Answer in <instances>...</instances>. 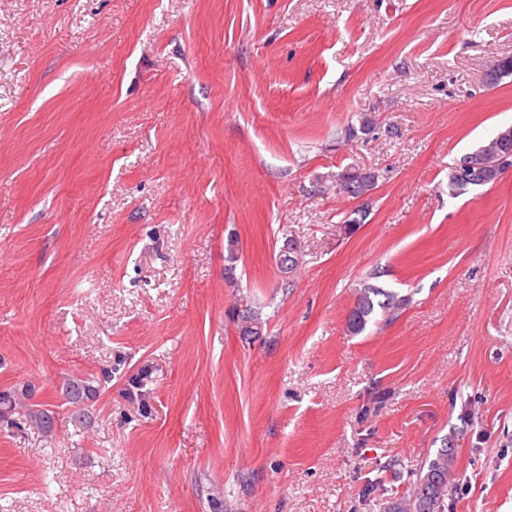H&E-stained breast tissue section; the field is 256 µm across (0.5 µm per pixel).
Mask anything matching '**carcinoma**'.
<instances>
[{"label": "carcinoma", "mask_w": 512, "mask_h": 512, "mask_svg": "<svg viewBox=\"0 0 512 512\" xmlns=\"http://www.w3.org/2000/svg\"><path fill=\"white\" fill-rule=\"evenodd\" d=\"M478 152L494 162L502 156L512 162V140L503 143L497 136L490 137ZM508 169L501 165L497 170L488 166L480 171V175L473 179H463L456 173H451L449 185L453 192L463 194L465 191L494 184ZM346 180L345 193L359 197L373 190L377 182V175L373 172L364 173L357 169H346L339 172ZM410 298L401 296L397 292L381 288L372 284H365L360 289L357 303L348 318V328L355 334L365 331L367 325L379 323V317H390L408 305ZM454 450L442 448L438 450L427 467L416 473L411 483L410 494L397 498L388 505V512H445L448 508V492L451 489V465Z\"/></svg>", "instance_id": "obj_1"}]
</instances>
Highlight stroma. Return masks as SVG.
<instances>
[{"label":"stroma","instance_id":"35a3bbf8","mask_svg":"<svg viewBox=\"0 0 512 512\" xmlns=\"http://www.w3.org/2000/svg\"><path fill=\"white\" fill-rule=\"evenodd\" d=\"M508 57L512 0H0V512H384L446 447L512 512V170L448 187ZM336 176H342L346 180L345 191H339L350 194L353 197H359L372 191L378 178L374 172L364 173L352 168L336 173ZM410 298L397 292L372 284H364L360 289L356 305L348 318V328L352 333L360 334L373 320L379 323V315L390 317L408 305Z\"/></svg>","mask_w":512,"mask_h":512}]
</instances>
